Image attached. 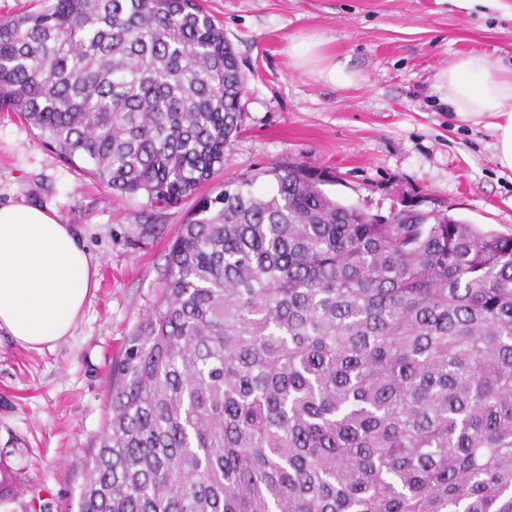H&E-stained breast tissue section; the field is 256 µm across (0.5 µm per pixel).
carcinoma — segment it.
<instances>
[{
	"label": "carcinoma",
	"mask_w": 512,
	"mask_h": 512,
	"mask_svg": "<svg viewBox=\"0 0 512 512\" xmlns=\"http://www.w3.org/2000/svg\"><path fill=\"white\" fill-rule=\"evenodd\" d=\"M244 89L202 0L0 19V112L121 196L210 182ZM325 182L290 162L196 201L78 512H512V236Z\"/></svg>",
	"instance_id": "1"
}]
</instances>
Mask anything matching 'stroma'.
<instances>
[{
  "label": "stroma",
  "instance_id": "obj_1",
  "mask_svg": "<svg viewBox=\"0 0 512 512\" xmlns=\"http://www.w3.org/2000/svg\"><path fill=\"white\" fill-rule=\"evenodd\" d=\"M245 77L242 131L204 185L303 161L334 180L329 195L390 216L440 212L512 234V171L494 160L486 123L451 111L436 84L456 59L512 68V0H205ZM360 76L348 86L295 68L293 37ZM53 211L98 264L72 336L36 351L0 330V512H78L82 472L110 416L109 382L125 341L159 303L169 246L195 204L155 207L70 168L17 117L0 113V204Z\"/></svg>",
  "mask_w": 512,
  "mask_h": 512
}]
</instances>
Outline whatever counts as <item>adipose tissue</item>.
Masks as SVG:
<instances>
[{
	"mask_svg": "<svg viewBox=\"0 0 512 512\" xmlns=\"http://www.w3.org/2000/svg\"><path fill=\"white\" fill-rule=\"evenodd\" d=\"M321 37L292 39L288 52L298 68L337 86L354 83L348 63L321 54ZM454 113L466 120L494 119V159L512 171V75L486 56L471 54L443 71ZM97 264L71 225L38 207L0 206V330L20 345L54 348L71 336L94 284Z\"/></svg>",
	"mask_w": 512,
	"mask_h": 512,
	"instance_id": "ef3b65f1",
	"label": "adipose tissue"
}]
</instances>
